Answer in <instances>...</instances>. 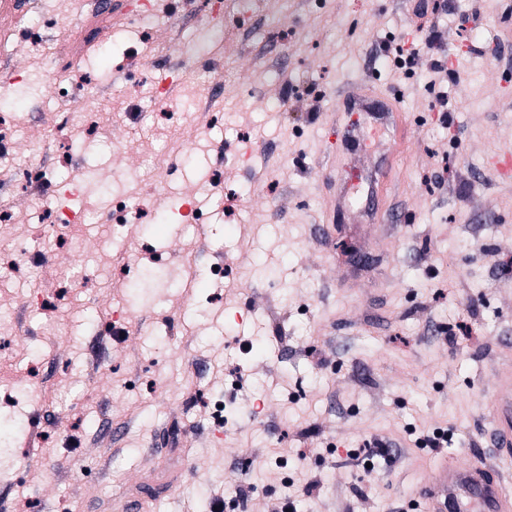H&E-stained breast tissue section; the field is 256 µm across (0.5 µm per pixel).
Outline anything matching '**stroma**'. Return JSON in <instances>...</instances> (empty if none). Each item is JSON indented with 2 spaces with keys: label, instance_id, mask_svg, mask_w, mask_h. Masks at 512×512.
<instances>
[{
  "label": "stroma",
  "instance_id": "35a3bbf8",
  "mask_svg": "<svg viewBox=\"0 0 512 512\" xmlns=\"http://www.w3.org/2000/svg\"><path fill=\"white\" fill-rule=\"evenodd\" d=\"M222 2L212 25L210 0H151L149 29L116 16L76 59L91 0H29L0 73L13 160H55L54 191L77 184L71 207L96 221L61 241L45 198L0 189V252L23 258L0 274V512H212L243 482L263 512L306 476L319 495L295 512H420L441 457L489 449L480 400L512 364V179L490 164L512 149V62L482 48L512 46V0H439L450 76L375 53L411 49L413 0H305L283 22L255 0L251 39ZM176 76L220 114L190 154L184 97L133 96ZM355 82L397 111H348ZM115 315L126 342L103 331ZM256 399L273 418L250 415ZM438 428L447 448L424 446ZM377 435L403 454L381 478L356 457Z\"/></svg>",
  "mask_w": 512,
  "mask_h": 512
}]
</instances>
